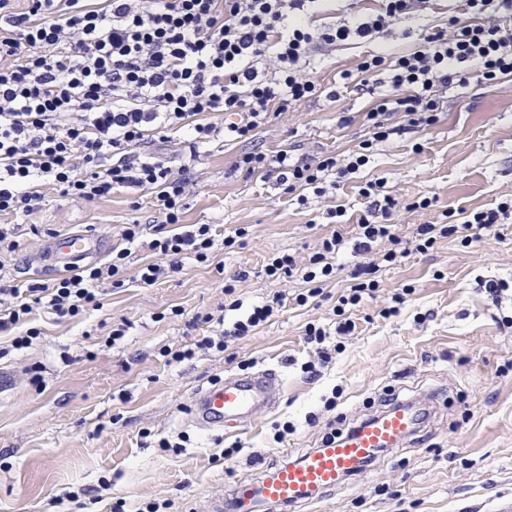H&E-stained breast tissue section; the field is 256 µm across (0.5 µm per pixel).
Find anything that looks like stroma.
Listing matches in <instances>:
<instances>
[{"label": "stroma", "mask_w": 512, "mask_h": 512, "mask_svg": "<svg viewBox=\"0 0 512 512\" xmlns=\"http://www.w3.org/2000/svg\"><path fill=\"white\" fill-rule=\"evenodd\" d=\"M369 44L342 47L316 63L322 83L341 82L369 54ZM368 98L344 93L339 102L313 99L294 106L260 135L266 149L300 147L316 154L348 153L368 133L361 117ZM353 122L338 126V111ZM244 146L206 147L186 190L183 221L213 225L217 234L245 227V237L220 249L212 262L181 258L167 281L144 288L127 281L109 290L99 309L56 319L35 309L30 326L40 338L18 349L0 333V368L14 388L0 396V512H216L228 486L319 447L386 407L387 393L446 403L431 409L406 446L383 453L361 475L320 501L290 512H512V329L484 290L488 280L512 281V223L471 247L444 238L383 268L378 299L361 304L356 329L319 379L302 372L316 360L305 341L307 322L331 324L339 289L354 262L342 250L335 280L319 303L297 306L292 287L266 277L269 255L308 260L323 236L350 231L364 211L358 185L373 177L407 202L396 218L403 232L439 221L445 209L493 206L512 196V88H484L477 96L448 94L437 124L377 146L367 167L335 194L299 204L296 195L261 176L230 174ZM428 209H410L418 197ZM343 206L335 224L329 210ZM149 193L117 190L94 201L51 196L27 216L0 215L16 226L20 247L0 260L6 278L36 274L34 257L50 236L90 231L117 241L123 225L148 223ZM248 279L234 296L244 307L285 295L261 329L226 350L197 349L225 302L224 281L239 269ZM413 286L400 316L378 315L391 295ZM122 329L115 343L112 330ZM194 348L193 357L167 361V351ZM277 368L284 377L278 404L240 429L210 433L188 422L193 397L225 373ZM336 397L334 408L325 400ZM168 447H160V440ZM234 449L224 458V449Z\"/></svg>", "instance_id": "35a3bbf8"}]
</instances>
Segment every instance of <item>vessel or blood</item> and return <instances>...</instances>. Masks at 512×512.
Wrapping results in <instances>:
<instances>
[{
	"instance_id": "obj_1",
	"label": "vessel or blood",
	"mask_w": 512,
	"mask_h": 512,
	"mask_svg": "<svg viewBox=\"0 0 512 512\" xmlns=\"http://www.w3.org/2000/svg\"><path fill=\"white\" fill-rule=\"evenodd\" d=\"M110 246L102 236L77 233L44 245L37 265L53 272H70ZM282 377L262 367L247 373H227L223 380L197 391L190 422L205 430L252 422L259 411L277 405ZM421 411L397 402L363 421L336 440L306 451L299 460L272 468L260 481H236L229 490L226 512H280L281 508L321 498L348 478L362 474L386 449L404 444L420 428Z\"/></svg>"
}]
</instances>
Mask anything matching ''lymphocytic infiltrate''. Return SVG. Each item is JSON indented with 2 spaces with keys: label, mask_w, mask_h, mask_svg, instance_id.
I'll list each match as a JSON object with an SVG mask.
<instances>
[{
  "label": "lymphocytic infiltrate",
  "mask_w": 512,
  "mask_h": 512,
  "mask_svg": "<svg viewBox=\"0 0 512 512\" xmlns=\"http://www.w3.org/2000/svg\"><path fill=\"white\" fill-rule=\"evenodd\" d=\"M13 2L0 0V214L31 213L50 193L87 202L117 189L152 193L155 258L136 275L145 288L178 272L179 257L206 263L242 236L238 228L220 241L211 225H182L185 187L202 148L227 136L252 139L318 93L338 102L339 92L322 90L316 79V55L380 42L354 74L356 87L374 98L364 115L368 139L344 156L247 152L234 170L320 198L368 165L374 146L433 126L449 90L512 84V0H459L447 26L421 30L422 49L403 55L391 47L398 22L425 14L431 0H381L377 14L342 15L320 30L298 19L322 0H26L22 12ZM215 113L232 120L213 122ZM358 194L366 213L351 238L323 237L302 266L288 253L272 254L264 266L274 280L301 278L306 289L294 301L304 306L322 296L338 252L352 245L351 284L336 299L334 326L305 327L306 342L318 347L317 362L304 366L312 379L330 359L326 340L350 335L354 310L376 298L382 266L427 253L441 238L471 246L512 220L510 198L491 208L445 210L442 222L415 225L406 237L395 222L404 202L383 179L360 183ZM141 233L140 225L124 226L125 246L109 262L53 283H0V332H14V346L25 348L40 334L27 324L35 307L60 318L98 307L107 288L122 286L127 248ZM381 241L387 249L373 256ZM282 302L277 295L245 311L232 298L238 317L231 326L175 351L174 359L197 348L224 351L268 323Z\"/></svg>",
  "instance_id": "obj_1"
}]
</instances>
